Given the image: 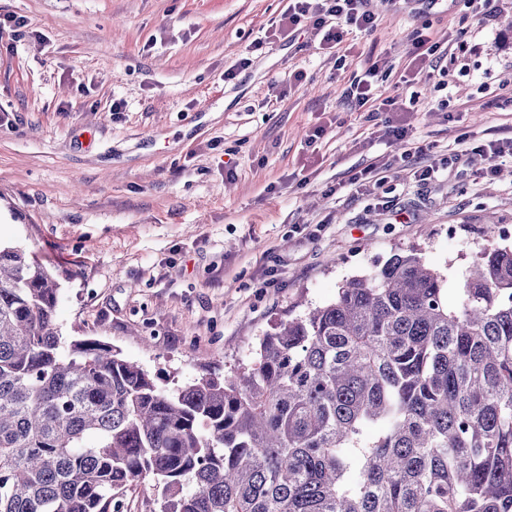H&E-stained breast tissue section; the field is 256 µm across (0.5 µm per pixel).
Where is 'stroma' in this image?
<instances>
[{
  "label": "stroma",
  "instance_id": "obj_1",
  "mask_svg": "<svg viewBox=\"0 0 512 512\" xmlns=\"http://www.w3.org/2000/svg\"><path fill=\"white\" fill-rule=\"evenodd\" d=\"M286 3L0 0L27 22L0 32V242L54 267L65 339L105 341L172 389L250 363L277 322L395 253H421L456 301L488 225H512V159L490 179L475 152L450 160L458 139L512 137V0L483 22L465 0H371L376 30L336 51H250ZM425 26L448 74L408 83ZM368 59L405 111L344 98ZM398 125L407 140L385 137ZM387 161L380 186L350 187ZM419 162L440 177L414 179Z\"/></svg>",
  "mask_w": 512,
  "mask_h": 512
}]
</instances>
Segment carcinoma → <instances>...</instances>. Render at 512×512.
<instances>
[{"instance_id": "carcinoma-1", "label": "carcinoma", "mask_w": 512, "mask_h": 512, "mask_svg": "<svg viewBox=\"0 0 512 512\" xmlns=\"http://www.w3.org/2000/svg\"><path fill=\"white\" fill-rule=\"evenodd\" d=\"M412 251L276 325L253 360L168 389L67 341L61 284L0 245V512H512V245L448 303ZM154 484L153 477L148 476L140 484L126 491L132 512H162L163 501Z\"/></svg>"}]
</instances>
